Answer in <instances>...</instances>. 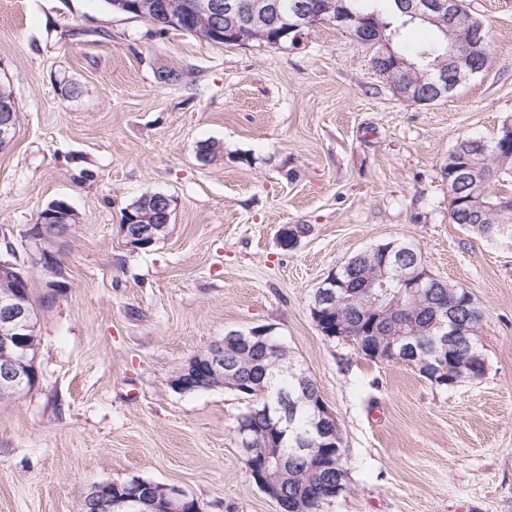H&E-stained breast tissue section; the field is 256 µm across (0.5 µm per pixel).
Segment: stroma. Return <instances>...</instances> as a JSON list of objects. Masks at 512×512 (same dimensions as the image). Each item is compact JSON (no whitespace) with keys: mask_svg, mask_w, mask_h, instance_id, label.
<instances>
[{"mask_svg":"<svg viewBox=\"0 0 512 512\" xmlns=\"http://www.w3.org/2000/svg\"><path fill=\"white\" fill-rule=\"evenodd\" d=\"M468 7L490 65L425 106L329 25L244 48L157 32L105 0H0V85L19 107L0 149V251L30 278L40 336L36 387L0 400V512H81L91 487L132 475L203 512H280L246 472L248 399L171 385L182 361L258 326L340 425L350 482L324 512H512V249L448 218L449 152L512 122V0ZM164 68L179 81L161 83ZM156 192L172 220L130 247L122 215ZM59 199L80 222L58 243L53 297L23 234ZM285 224L306 227L296 248L277 243ZM390 239L472 292L482 378L441 388L315 326L319 283Z\"/></svg>","mask_w":512,"mask_h":512,"instance_id":"obj_1","label":"stroma"}]
</instances>
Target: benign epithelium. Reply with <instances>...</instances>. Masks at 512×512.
<instances>
[{"label": "benign epithelium", "mask_w": 512, "mask_h": 512, "mask_svg": "<svg viewBox=\"0 0 512 512\" xmlns=\"http://www.w3.org/2000/svg\"><path fill=\"white\" fill-rule=\"evenodd\" d=\"M399 10L404 16L421 19L445 31L448 25H455L468 32L471 41L464 47H456L451 53L452 65L449 69L439 66L427 72L432 80V89L438 97H444L451 91L448 80L459 85L473 74L471 53L481 47L479 41L483 30L482 23L473 14L460 6L459 0H398ZM194 13L204 23V32L213 29V25L227 24L224 40L241 46L249 45L253 40L264 41L272 38L278 44L281 39H291L305 29L325 24L346 31L359 27L358 19L347 9L345 0H318L317 3H295L291 10L281 11L280 0H250L242 6L239 0H197ZM370 43L379 48L375 62L385 68L391 62L390 38L381 26L375 28ZM394 92L402 99L421 104H430L433 99L423 92L418 84L396 83ZM18 119L14 105L0 104V148L12 141ZM457 177L464 182L478 184L479 175L466 158L457 157ZM172 201L162 194H147L137 211L127 210L121 224V231L128 244L134 248H147L154 245L160 235L167 230L169 210ZM79 223V215L65 200H56L41 211L37 221L30 225L24 234V246L29 256L36 259L37 266L46 276V288L61 292L66 288L61 275V260L56 249L59 239L68 235L72 226ZM392 248L378 247L357 253L345 266H353L359 258L365 256L377 262V273L367 279L357 290L346 288L338 279L337 273H331L312 294L309 311L318 330L325 336L342 337L341 328L345 325L343 316L336 313V298L357 295L362 299L376 300L377 312L374 329L382 336L403 335L402 326L411 312V302L428 296L437 277L427 265L413 262L405 264L401 258H391ZM0 288L7 289L0 297V391L12 395L29 392L33 386L26 383L27 377H36V366L29 360V350L38 335V323L29 305V278L17 261L15 251L7 249L0 254ZM377 288H395L397 304L382 302L375 293ZM439 314L444 322L438 323L441 330L443 351H459L468 348L474 351L472 335L474 319L467 312L460 316L459 301L455 293L450 292L439 302ZM207 369L212 377L224 378V342L217 341L210 348L206 358ZM126 484L137 489L129 497L114 499L103 492L111 485L105 481L92 487L82 499V509L92 512H201L196 499L183 490L170 485L149 483L138 475L126 479Z\"/></svg>", "instance_id": "benign-epithelium-1"}]
</instances>
